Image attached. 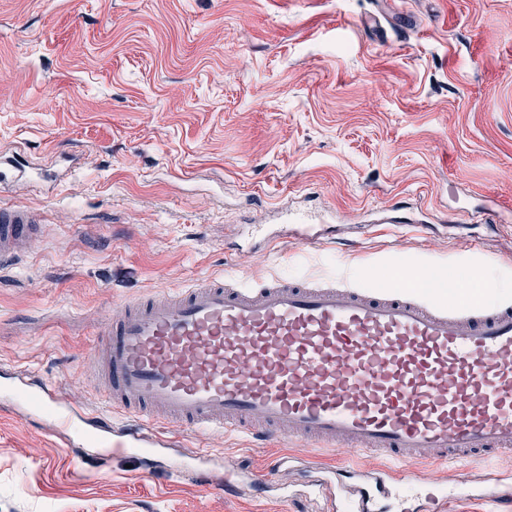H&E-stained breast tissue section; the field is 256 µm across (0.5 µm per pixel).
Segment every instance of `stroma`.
Here are the masks:
<instances>
[{"mask_svg": "<svg viewBox=\"0 0 512 512\" xmlns=\"http://www.w3.org/2000/svg\"><path fill=\"white\" fill-rule=\"evenodd\" d=\"M0 205L40 238L0 264V373L110 412L105 316L206 279H387L415 262L512 293V0H0ZM492 205L493 223L476 213ZM365 223L312 250L248 243L277 208ZM470 298H479L474 282ZM171 448L103 457L0 394V512H339L304 465L382 460L164 424ZM209 450L211 486L172 467ZM276 486L219 488L225 469ZM413 471L512 475V452Z\"/></svg>", "mask_w": 512, "mask_h": 512, "instance_id": "1", "label": "stroma"}]
</instances>
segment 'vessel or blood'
<instances>
[{"instance_id":"vessel-or-blood-1","label":"vessel or blood","mask_w":512,"mask_h":512,"mask_svg":"<svg viewBox=\"0 0 512 512\" xmlns=\"http://www.w3.org/2000/svg\"><path fill=\"white\" fill-rule=\"evenodd\" d=\"M283 218L298 243L318 239L308 216ZM38 236L27 213L0 208L1 259ZM447 285L442 276L391 288L349 273L256 285L218 279L126 306L100 329L111 408L130 418L119 427L59 407L35 380L9 390L77 439H99L108 456L168 447L162 426L170 422L377 453L387 463L372 472L350 463L325 470L346 512H389L412 500L440 512L446 490L403 461L512 451V295L429 302L427 289ZM470 494L511 508L512 475Z\"/></svg>"}]
</instances>
